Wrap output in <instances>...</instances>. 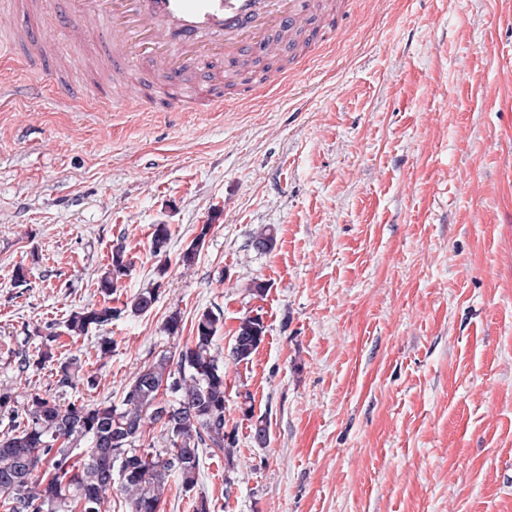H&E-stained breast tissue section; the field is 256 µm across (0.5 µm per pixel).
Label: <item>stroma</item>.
Masks as SVG:
<instances>
[{"label": "stroma", "mask_w": 512, "mask_h": 512, "mask_svg": "<svg viewBox=\"0 0 512 512\" xmlns=\"http://www.w3.org/2000/svg\"><path fill=\"white\" fill-rule=\"evenodd\" d=\"M28 3L14 24L67 51ZM106 85L75 80L82 112L0 107V386L116 405L198 314L221 313L222 351L257 315L259 348L224 361L234 457L203 451L161 512L201 495L211 512H512V0H352L333 43L224 112L90 111ZM117 243L133 262L119 317L67 335ZM145 289L153 307L132 313ZM49 333L52 360L19 372Z\"/></svg>", "instance_id": "stroma-1"}]
</instances>
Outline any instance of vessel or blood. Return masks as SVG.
<instances>
[{"label":"vessel or blood","mask_w":512,"mask_h":512,"mask_svg":"<svg viewBox=\"0 0 512 512\" xmlns=\"http://www.w3.org/2000/svg\"><path fill=\"white\" fill-rule=\"evenodd\" d=\"M57 21L74 34L95 31L96 64L116 70L146 64L164 97V112H187L206 101L211 111L223 105L225 82L244 94L272 86L274 72L257 74L258 56L274 60L293 53L306 36L330 41L336 33L334 0H62ZM40 53L43 38L12 28L0 0V58L10 55L11 41ZM52 97L71 107L69 87L54 74L34 83L0 86V99Z\"/></svg>","instance_id":"b4317fda"}]
</instances>
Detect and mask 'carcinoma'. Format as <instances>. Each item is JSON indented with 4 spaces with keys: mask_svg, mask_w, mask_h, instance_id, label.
<instances>
[{
    "mask_svg": "<svg viewBox=\"0 0 512 512\" xmlns=\"http://www.w3.org/2000/svg\"><path fill=\"white\" fill-rule=\"evenodd\" d=\"M169 228L156 229L151 249L166 253ZM274 231L254 236L259 251L274 248ZM126 249L112 247L110 263L98 282L102 302L72 312L65 321L70 336L112 323L120 311L110 306L121 290L116 273L130 270ZM156 295L147 289L131 299L136 313L148 311ZM221 314L207 310L197 318L191 345L178 354L164 351L124 388L120 405L60 404L34 392L19 398L0 389V507L4 512H110L108 493L118 486L127 512H161L169 478L190 492L198 484L202 448L224 453L232 461L235 436L226 432L224 356L215 347ZM261 317L242 319L233 336L230 357L247 361L263 341ZM160 426L163 445H145L146 425ZM252 438L267 444L269 428L260 416Z\"/></svg>",
    "mask_w": 512,
    "mask_h": 512,
    "instance_id": "1",
    "label": "carcinoma"
}]
</instances>
